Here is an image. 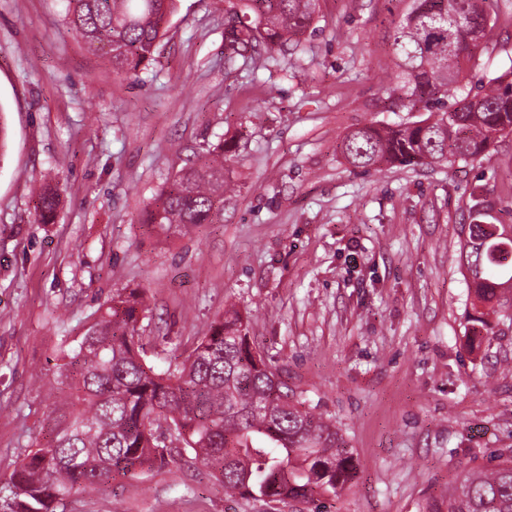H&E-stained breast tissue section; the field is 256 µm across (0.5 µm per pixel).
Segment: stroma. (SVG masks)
<instances>
[{"label":"stroma","instance_id":"obj_1","mask_svg":"<svg viewBox=\"0 0 512 512\" xmlns=\"http://www.w3.org/2000/svg\"><path fill=\"white\" fill-rule=\"evenodd\" d=\"M412 0H319L299 50L242 56L219 0H177L154 61L119 77L73 38L60 0H0V478L52 428L36 368L110 296L145 293L147 361L185 357L226 310L306 406L336 422L356 483L326 512H421L512 457V333L470 352L460 263L475 194L512 224V135L453 166L346 165L368 124L408 123L391 36ZM489 19L471 84L512 71V0ZM225 139L235 187L210 224L143 221L186 164ZM61 204L41 223L35 191ZM224 495L189 454L77 492L58 512H312Z\"/></svg>","mask_w":512,"mask_h":512}]
</instances>
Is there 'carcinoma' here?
<instances>
[{
	"mask_svg": "<svg viewBox=\"0 0 512 512\" xmlns=\"http://www.w3.org/2000/svg\"><path fill=\"white\" fill-rule=\"evenodd\" d=\"M176 0H65L67 31L129 74L153 59ZM236 25V52L257 45H301L318 0H224ZM486 0H413L393 34L402 78L398 99L423 104L427 118L408 125H365L348 132L344 160L363 172L383 165L468 164L512 133V79L455 97L487 35ZM232 192L224 180V140L209 156L180 169L146 210L160 227L211 224ZM60 189L38 192L40 220H54ZM493 206L475 197L460 257L470 280V349L512 325V240L491 224ZM146 312L131 290L100 306L99 316L61 350L49 384L60 392L53 437L30 450L0 481L6 512H57L73 493L164 466L174 448L160 439L169 423L183 450L193 453L230 497L315 502L339 496L357 477L341 430L315 414L253 350L241 316L213 321L183 361L156 371L137 344ZM423 512H512V459L468 474L444 501Z\"/></svg>",
	"mask_w": 512,
	"mask_h": 512,
	"instance_id": "carcinoma-1",
	"label": "carcinoma"
}]
</instances>
